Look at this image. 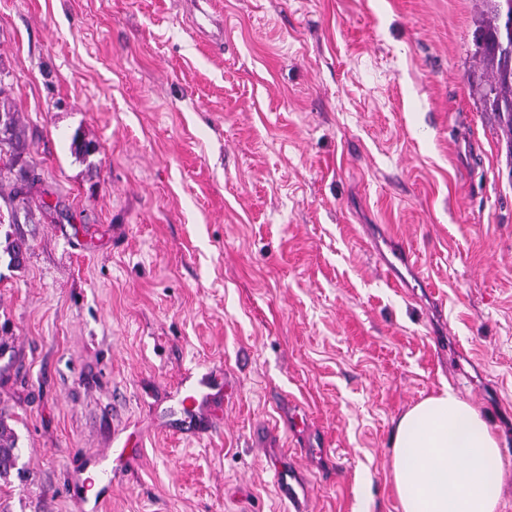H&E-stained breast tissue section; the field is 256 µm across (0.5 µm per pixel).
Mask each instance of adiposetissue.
Returning a JSON list of instances; mask_svg holds the SVG:
<instances>
[{
	"label": "adipose tissue",
	"mask_w": 512,
	"mask_h": 512,
	"mask_svg": "<svg viewBox=\"0 0 512 512\" xmlns=\"http://www.w3.org/2000/svg\"><path fill=\"white\" fill-rule=\"evenodd\" d=\"M390 448L403 512H498L500 443L481 412L451 387L403 413Z\"/></svg>",
	"instance_id": "1"
}]
</instances>
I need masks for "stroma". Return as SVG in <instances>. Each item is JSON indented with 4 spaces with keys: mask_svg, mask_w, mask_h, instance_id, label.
<instances>
[{
    "mask_svg": "<svg viewBox=\"0 0 512 512\" xmlns=\"http://www.w3.org/2000/svg\"><path fill=\"white\" fill-rule=\"evenodd\" d=\"M486 9L0 0L32 181L11 215L0 164V512H402L394 424L445 385L497 433L512 512ZM16 445L12 428L0 416V477L6 476L15 467Z\"/></svg>",
    "mask_w": 512,
    "mask_h": 512,
    "instance_id": "35a3bbf8",
    "label": "stroma"
}]
</instances>
